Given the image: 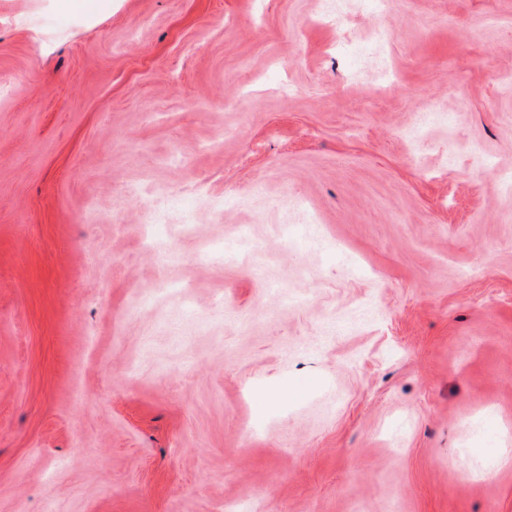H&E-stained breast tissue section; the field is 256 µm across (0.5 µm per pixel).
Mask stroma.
<instances>
[{
    "mask_svg": "<svg viewBox=\"0 0 512 512\" xmlns=\"http://www.w3.org/2000/svg\"><path fill=\"white\" fill-rule=\"evenodd\" d=\"M319 10L0 26V512H512V0Z\"/></svg>",
    "mask_w": 512,
    "mask_h": 512,
    "instance_id": "stroma-1",
    "label": "stroma"
}]
</instances>
